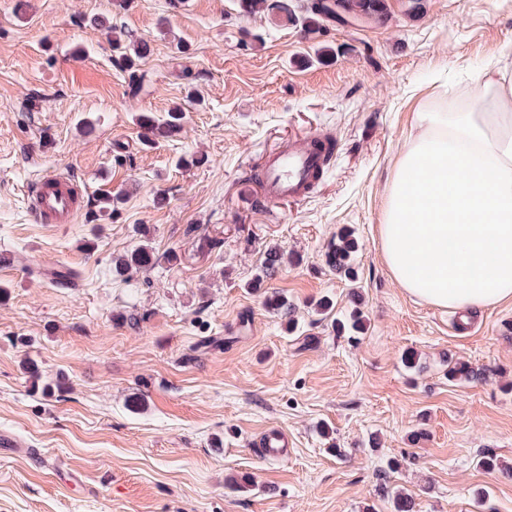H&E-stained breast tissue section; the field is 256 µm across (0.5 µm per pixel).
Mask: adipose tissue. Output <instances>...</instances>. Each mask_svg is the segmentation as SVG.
I'll use <instances>...</instances> for the list:
<instances>
[{
  "label": "adipose tissue",
  "instance_id": "adipose-tissue-1",
  "mask_svg": "<svg viewBox=\"0 0 512 512\" xmlns=\"http://www.w3.org/2000/svg\"><path fill=\"white\" fill-rule=\"evenodd\" d=\"M478 84L474 105L417 113L379 226L393 279L454 310L512 300V70L488 64Z\"/></svg>",
  "mask_w": 512,
  "mask_h": 512
}]
</instances>
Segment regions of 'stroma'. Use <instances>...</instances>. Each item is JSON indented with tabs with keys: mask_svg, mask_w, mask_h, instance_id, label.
<instances>
[{
	"mask_svg": "<svg viewBox=\"0 0 512 512\" xmlns=\"http://www.w3.org/2000/svg\"><path fill=\"white\" fill-rule=\"evenodd\" d=\"M389 8L309 39L239 0H0V435L21 442L0 447V512H393L387 486L415 512H512V301L460 326L391 277L378 240L416 112L477 99V72L512 45V0ZM98 15L151 39L139 95ZM175 106L182 130L144 145L139 115ZM322 131L337 148L308 198L246 199L270 148ZM51 166L89 189L73 223L27 209ZM103 193L122 197L112 214ZM343 228L351 281L324 257ZM142 244L178 260L114 276ZM271 248L289 260L252 290ZM61 266L77 287L52 281ZM356 308L351 340L335 321ZM451 357L486 380L448 381ZM273 428L281 460L261 453ZM488 453L501 470L478 467Z\"/></svg>",
	"mask_w": 512,
	"mask_h": 512,
	"instance_id": "1",
	"label": "stroma"
}]
</instances>
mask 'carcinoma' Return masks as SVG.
<instances>
[{"mask_svg": "<svg viewBox=\"0 0 512 512\" xmlns=\"http://www.w3.org/2000/svg\"><path fill=\"white\" fill-rule=\"evenodd\" d=\"M283 10L291 22L301 21L302 29L305 35L315 34L322 31L325 23L328 21L344 22L349 19L361 20L363 22L382 23L386 19L389 11L387 0H306L303 6L305 15L297 16L288 7ZM94 24L106 27L114 33L112 45L117 56L113 59V64L123 71L132 75L131 90L133 93H139L141 89V75H139V66L141 60L150 56L152 52L151 41L138 37L129 31L119 30L112 24L110 18H95ZM184 113L181 109L170 110L163 120H158L151 115L142 114L138 118V123L142 132L143 142L153 143L159 138H167L175 135L182 127ZM358 250V242L352 233L347 230H341L336 237L331 240L325 253L326 264L336 273L351 278L354 271L351 265L353 254ZM165 261L169 264L177 262V255L169 253L164 256L155 254L152 249L141 245L130 254L129 259H125L114 266L117 275L123 276L131 269H147ZM283 263V254L278 250H271L265 258L262 274L255 278L252 287L262 288L264 282L271 278ZM52 279L64 288H70L76 285L77 274L70 268L62 267L51 272ZM266 306L288 319V329L295 328L293 318V308L288 299L272 293L265 298ZM484 371L465 362L448 363V379L450 380H468L475 381L482 378Z\"/></svg>", "mask_w": 512, "mask_h": 512, "instance_id": "1", "label": "carcinoma"}]
</instances>
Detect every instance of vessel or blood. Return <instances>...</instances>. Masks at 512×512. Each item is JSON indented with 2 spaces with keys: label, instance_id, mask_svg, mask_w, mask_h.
<instances>
[{
  "label": "vessel or blood",
  "instance_id": "obj_1",
  "mask_svg": "<svg viewBox=\"0 0 512 512\" xmlns=\"http://www.w3.org/2000/svg\"><path fill=\"white\" fill-rule=\"evenodd\" d=\"M321 135L296 138L271 152L261 171L263 199L270 204L306 198L321 179ZM85 200L80 181L66 168L43 171L27 191V207L36 223L68 224Z\"/></svg>",
  "mask_w": 512,
  "mask_h": 512
}]
</instances>
